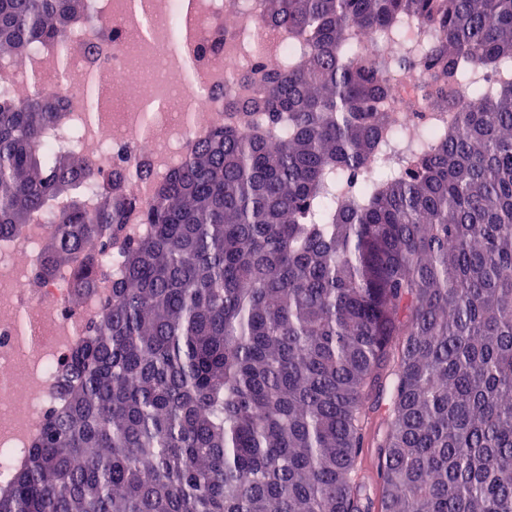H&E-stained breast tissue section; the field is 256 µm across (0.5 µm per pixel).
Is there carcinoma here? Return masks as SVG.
I'll use <instances>...</instances> for the list:
<instances>
[{"label":"carcinoma","mask_w":512,"mask_h":512,"mask_svg":"<svg viewBox=\"0 0 512 512\" xmlns=\"http://www.w3.org/2000/svg\"><path fill=\"white\" fill-rule=\"evenodd\" d=\"M83 15L0 0V54ZM251 25L295 42L224 107L288 131L224 122L143 205L116 177L89 210L86 162L45 157L60 93L0 100V238L65 199L40 276L72 265L78 298L123 260L0 512H512V0H266ZM404 72L427 112L482 107L394 136ZM381 148L403 165L375 177Z\"/></svg>","instance_id":"obj_1"}]
</instances>
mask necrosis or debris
Returning <instances> with one entry per match:
<instances>
[{
  "instance_id": "necrosis-or-debris-1",
  "label": "necrosis or debris",
  "mask_w": 512,
  "mask_h": 512,
  "mask_svg": "<svg viewBox=\"0 0 512 512\" xmlns=\"http://www.w3.org/2000/svg\"><path fill=\"white\" fill-rule=\"evenodd\" d=\"M263 0H194L185 15L182 0H148V14L129 9V0H88L90 20L67 34V69L55 46L32 42L24 60L0 55V99L29 87L64 93V117L45 134L49 151L85 158L94 175L85 184L86 208L99 200L101 177L130 176L146 165L149 176L132 179L133 193L151 200L182 166L190 146L224 122V95H244L236 76L251 71L254 54L238 32L225 29L233 13L258 17ZM96 75L104 104L96 122L86 119L84 85ZM385 105L393 130L418 123V86L410 78L387 79ZM38 215L21 232L0 238V488L9 486L32 441L62 407L57 377L66 368L79 336L97 321L120 270L118 252L106 251V276L79 302L70 297L71 271L58 267L37 278V261L52 225L64 210Z\"/></svg>"
}]
</instances>
